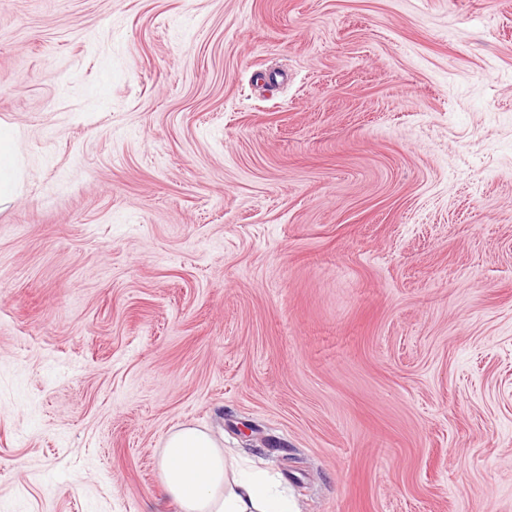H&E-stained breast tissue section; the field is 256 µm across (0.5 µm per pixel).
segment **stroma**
I'll list each match as a JSON object with an SVG mask.
<instances>
[{
	"instance_id": "35a3bbf8",
	"label": "stroma",
	"mask_w": 512,
	"mask_h": 512,
	"mask_svg": "<svg viewBox=\"0 0 512 512\" xmlns=\"http://www.w3.org/2000/svg\"><path fill=\"white\" fill-rule=\"evenodd\" d=\"M0 122V512H512V0H0ZM16 140L8 128L0 126V202L14 193L16 183ZM159 466L164 491L181 512H296L268 476L238 471L209 429H174L161 450Z\"/></svg>"
}]
</instances>
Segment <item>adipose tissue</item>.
Returning a JSON list of instances; mask_svg holds the SVG:
<instances>
[{
	"mask_svg": "<svg viewBox=\"0 0 512 512\" xmlns=\"http://www.w3.org/2000/svg\"><path fill=\"white\" fill-rule=\"evenodd\" d=\"M163 487L180 512H294L288 496L260 472L239 471L208 429L182 425L159 457Z\"/></svg>",
	"mask_w": 512,
	"mask_h": 512,
	"instance_id": "obj_1",
	"label": "adipose tissue"
}]
</instances>
